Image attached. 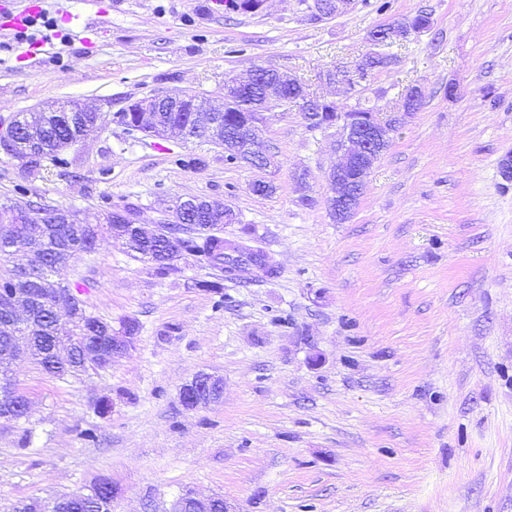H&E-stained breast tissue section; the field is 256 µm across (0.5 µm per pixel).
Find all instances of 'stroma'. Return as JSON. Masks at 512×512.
Instances as JSON below:
<instances>
[{"instance_id": "35a3bbf8", "label": "stroma", "mask_w": 512, "mask_h": 512, "mask_svg": "<svg viewBox=\"0 0 512 512\" xmlns=\"http://www.w3.org/2000/svg\"><path fill=\"white\" fill-rule=\"evenodd\" d=\"M388 2L319 19L313 0L251 13L217 0H0V17L37 5L28 32L45 45L31 61L0 41V120L70 101L107 114L63 166L32 171L0 149V205L39 199L84 224L130 205L154 224L198 197L232 208L239 221L220 236L278 270L242 266L219 296L203 287L218 270L188 255L164 277L108 236L73 260L66 279L87 311L115 327L136 319L138 338L76 378L14 364L30 411L0 423V512L100 478L117 490L112 512H169L185 493L223 496L235 512H512V181L500 173L512 0ZM420 10L431 29L387 47L391 63L359 93L326 84V70L370 51L369 31ZM257 66L383 122L421 88L345 223L327 203L338 133L309 129L295 107L263 114L269 169L115 118L155 94L210 106ZM258 180L274 192L254 194ZM199 371L221 376L224 394L189 410L180 390Z\"/></svg>"}]
</instances>
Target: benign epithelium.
Instances as JSON below:
<instances>
[{
  "label": "benign epithelium",
  "mask_w": 512,
  "mask_h": 512,
  "mask_svg": "<svg viewBox=\"0 0 512 512\" xmlns=\"http://www.w3.org/2000/svg\"><path fill=\"white\" fill-rule=\"evenodd\" d=\"M352 0H318L315 11L320 17H331L347 10ZM408 28L406 18L393 20L382 25L369 41L375 48H380L386 41L396 37ZM280 74V71L267 67L255 68L249 77L235 83V93L243 96L246 90L259 81ZM423 99L419 88H409L401 94L400 106L397 111L408 115L418 111ZM273 104H286V99L272 98ZM290 103L304 111L306 122L318 123L320 128L340 127L342 140L340 161L329 174L333 196L329 199L331 216L336 222L346 221L356 208L365 188V175L379 155L384 153L390 144L389 131L393 129L390 122H381L374 112H338L336 115L324 111L328 101L310 95L301 94ZM265 106L261 105L254 111L246 113L243 123L237 125L236 141L242 152L241 162L255 167H266L271 158L258 138V124ZM192 113L197 125L206 135L218 141L221 131L219 121L215 120V107L204 108L197 104L196 98L186 93L153 95L137 100L127 106L126 111L138 112L151 118L147 124L139 123L141 130L150 136L167 137L178 134V131L164 124L158 113L180 112ZM0 147L14 155L20 149H25L29 157H35L51 151L48 143L40 134L38 126L32 121L23 119L0 123ZM37 222L31 223L20 230L18 250L29 256L27 263L17 266L16 280L25 282L32 279L33 271L44 261L43 242L49 238L56 224H68L72 221L71 213L66 209L49 208L36 214ZM44 306L52 312L55 325L58 328L59 342L50 351L53 361L69 364L76 362L80 372L88 370H103L112 366L115 358L129 351L137 339L138 324L134 319H127L116 330L106 321L97 322L93 328L84 329L82 336H69L75 320L76 301L68 288H16L13 295L0 304L4 316L0 317V339L6 342V347L0 355L13 360L29 357L33 354L32 337L27 335V328L32 326L34 313L39 306ZM202 389L196 395L187 398L180 393L181 402L189 404V409L217 402L224 389L223 378L200 371L196 373ZM30 402L16 386L11 374L0 376V421L13 423V412L19 411L28 416ZM224 506V512H233L224 498L217 496L197 497L191 493L177 498L169 512H215L219 506ZM16 512H59L55 501L39 503L35 501L20 502Z\"/></svg>",
  "instance_id": "7a95c632"
}]
</instances>
